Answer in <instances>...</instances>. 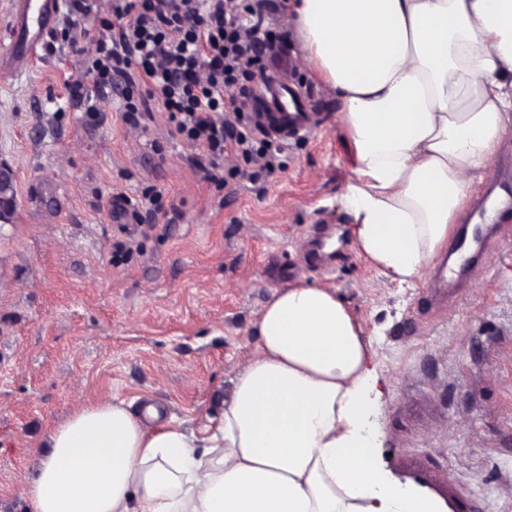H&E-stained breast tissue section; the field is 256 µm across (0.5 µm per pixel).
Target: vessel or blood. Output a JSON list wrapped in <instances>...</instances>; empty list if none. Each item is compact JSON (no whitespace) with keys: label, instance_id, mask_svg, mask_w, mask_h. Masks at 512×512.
I'll return each instance as SVG.
<instances>
[{"label":"vessel or blood","instance_id":"obj_1","mask_svg":"<svg viewBox=\"0 0 512 512\" xmlns=\"http://www.w3.org/2000/svg\"><path fill=\"white\" fill-rule=\"evenodd\" d=\"M63 2L12 0L9 48L0 58L1 70L17 76L38 62L40 50L56 23ZM291 66L287 55L275 56L273 67L280 78L264 85L258 95L260 106L252 114L257 132L280 142L301 138L312 127L311 113L306 112L302 97L286 79ZM494 243V238L478 225L472 227L470 233H457L448 245L452 260L438 264L425 294L426 301L434 304L457 295L467 282V273L473 270L474 256ZM403 476L408 485L424 492L426 497L444 496L446 512H479L475 499L461 491L452 477L440 476L419 459H407Z\"/></svg>","mask_w":512,"mask_h":512}]
</instances>
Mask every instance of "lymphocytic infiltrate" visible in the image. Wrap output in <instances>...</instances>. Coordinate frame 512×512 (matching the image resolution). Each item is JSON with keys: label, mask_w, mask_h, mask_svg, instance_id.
I'll return each mask as SVG.
<instances>
[{"label": "lymphocytic infiltrate", "mask_w": 512, "mask_h": 512, "mask_svg": "<svg viewBox=\"0 0 512 512\" xmlns=\"http://www.w3.org/2000/svg\"><path fill=\"white\" fill-rule=\"evenodd\" d=\"M264 8V0H68L53 40L75 46L81 21L101 19L80 76L115 93L126 129L148 133L162 111L168 137L197 150L220 183L247 177L253 164L269 179L272 143L250 129L247 102L287 42Z\"/></svg>", "instance_id": "obj_1"}]
</instances>
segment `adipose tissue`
I'll list each match as a JSON object with an SVG mask.
<instances>
[{"label": "adipose tissue", "instance_id": "adipose-tissue-1", "mask_svg": "<svg viewBox=\"0 0 512 512\" xmlns=\"http://www.w3.org/2000/svg\"><path fill=\"white\" fill-rule=\"evenodd\" d=\"M292 13L352 140L341 203L357 248L418 278L512 136V0H293ZM258 336L206 436L115 400L52 429L28 512H435L381 468L368 343L332 288L275 294Z\"/></svg>", "mask_w": 512, "mask_h": 512}]
</instances>
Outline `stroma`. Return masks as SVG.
I'll return each mask as SVG.
<instances>
[{
  "label": "stroma",
  "instance_id": "stroma-1",
  "mask_svg": "<svg viewBox=\"0 0 512 512\" xmlns=\"http://www.w3.org/2000/svg\"><path fill=\"white\" fill-rule=\"evenodd\" d=\"M88 29L24 75L0 74V162L16 193L0 221V512H26L35 448L84 405L151 403L203 433L255 352L274 292L314 283L335 290L371 342L387 476L400 480L397 456L420 455L470 490L480 512H512V239L482 253L461 300L427 312L430 273L389 280L358 253L340 203L353 146L295 24L294 81L319 123L276 151L274 179L221 188L197 152L167 137L163 115L140 138L93 84L72 90L95 48L96 23ZM39 177L63 195L29 203ZM146 181L176 213L132 225L136 246L113 263L112 195L134 196ZM317 224L336 255L311 271L302 256Z\"/></svg>",
  "mask_w": 512,
  "mask_h": 512
}]
</instances>
